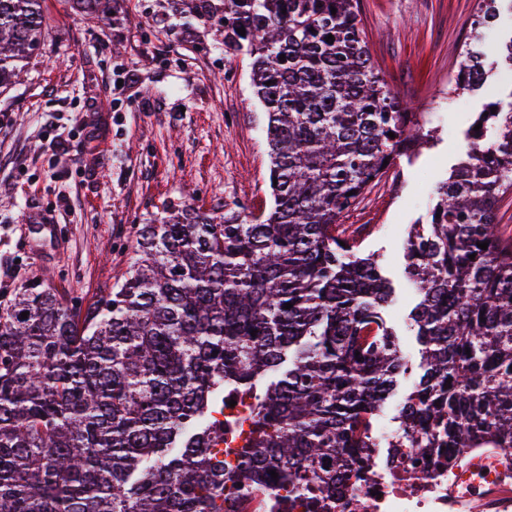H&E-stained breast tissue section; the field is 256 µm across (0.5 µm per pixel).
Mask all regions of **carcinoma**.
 <instances>
[{
	"instance_id": "obj_1",
	"label": "carcinoma",
	"mask_w": 512,
	"mask_h": 512,
	"mask_svg": "<svg viewBox=\"0 0 512 512\" xmlns=\"http://www.w3.org/2000/svg\"><path fill=\"white\" fill-rule=\"evenodd\" d=\"M191 2L251 58L272 205L257 221L166 207L136 227L122 282L86 306L35 282L0 298V512H224V480L272 470L296 498L334 495L410 371L382 316L391 283L339 228L428 133L375 67L357 0ZM497 2L479 0L448 90H482ZM42 3L0 0V94L39 50ZM479 122L405 245L422 374L400 448H512V235L496 224L512 102ZM231 391L254 399L233 464Z\"/></svg>"
}]
</instances>
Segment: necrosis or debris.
<instances>
[{"label": "necrosis or debris", "instance_id": "4bbe7bcc", "mask_svg": "<svg viewBox=\"0 0 512 512\" xmlns=\"http://www.w3.org/2000/svg\"><path fill=\"white\" fill-rule=\"evenodd\" d=\"M374 448L354 469L329 512H512V448H464L424 454L396 447L375 421ZM229 512H304L274 483L234 487Z\"/></svg>", "mask_w": 512, "mask_h": 512}]
</instances>
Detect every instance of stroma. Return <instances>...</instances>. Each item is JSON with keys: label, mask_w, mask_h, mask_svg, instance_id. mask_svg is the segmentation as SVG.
I'll list each match as a JSON object with an SVG mask.
<instances>
[{"label": "stroma", "mask_w": 512, "mask_h": 512, "mask_svg": "<svg viewBox=\"0 0 512 512\" xmlns=\"http://www.w3.org/2000/svg\"><path fill=\"white\" fill-rule=\"evenodd\" d=\"M190 4L112 0L104 17L75 0H46L49 35L25 81L0 95V291L37 281L87 304L122 278L134 225L163 206L270 208L251 60L226 50L222 28ZM359 8L375 66L431 132L343 219L391 280L383 316L415 361L405 242L464 154L477 113L512 90L495 51L512 38V0H498L485 32L487 94L453 107L448 81L477 0H359ZM45 223L55 231L41 240L35 229Z\"/></svg>", "instance_id": "stroma-1"}]
</instances>
